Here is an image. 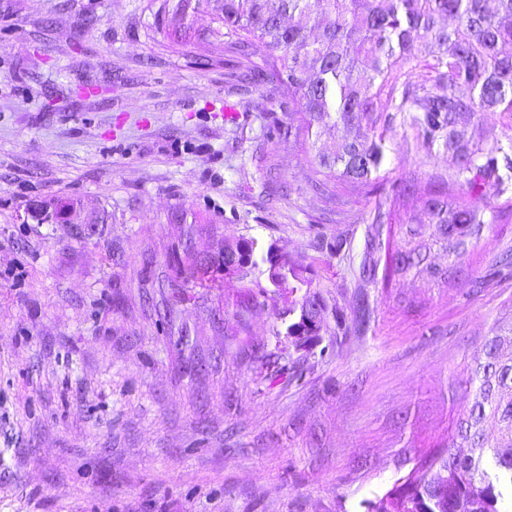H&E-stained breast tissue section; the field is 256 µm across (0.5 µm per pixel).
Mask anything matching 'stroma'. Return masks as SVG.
<instances>
[{"instance_id": "35a3bbf8", "label": "stroma", "mask_w": 512, "mask_h": 512, "mask_svg": "<svg viewBox=\"0 0 512 512\" xmlns=\"http://www.w3.org/2000/svg\"><path fill=\"white\" fill-rule=\"evenodd\" d=\"M151 22L140 0H0V512H367L447 448L512 278L360 285L374 199L313 194L301 144L266 135L272 86L196 63L208 14L173 49ZM59 201L72 223L28 214ZM239 239L310 266L327 327L366 301L365 333L266 381L292 294L232 336L238 282L191 265Z\"/></svg>"}]
</instances>
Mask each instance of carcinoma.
Wrapping results in <instances>:
<instances>
[{
    "instance_id": "carcinoma-1",
    "label": "carcinoma",
    "mask_w": 512,
    "mask_h": 512,
    "mask_svg": "<svg viewBox=\"0 0 512 512\" xmlns=\"http://www.w3.org/2000/svg\"><path fill=\"white\" fill-rule=\"evenodd\" d=\"M210 7L209 25L198 36L199 58L230 57L231 87L271 84L280 92L269 137L288 136L306 146L314 164L311 189L327 204L351 197H378L365 244L360 278L366 283L423 278L449 285L473 275L469 257L492 224L512 222V0H147L142 10L154 32L173 47L182 34L175 21ZM293 23L283 25L284 18ZM319 36L310 39L308 30ZM266 41L270 55L259 65L247 48ZM499 114L503 132L483 127ZM344 135L331 153L315 151L326 129ZM403 129L406 149L422 152L419 166L443 152L444 173L392 181L384 165L394 151L392 135ZM424 201L421 213L411 203ZM385 224L399 226L396 244L376 253ZM436 249L448 265L427 263ZM268 286L288 277L302 293L300 309L323 323L327 303L312 291L311 270L291 260L288 271L270 263ZM512 276V250L485 269L487 278ZM267 286L241 282V300L229 329L246 330L248 314L263 305ZM484 359L460 381L465 410L449 437L450 450L425 459L382 499L383 512H512V320H496ZM492 418L498 432L483 428ZM453 448L469 452L453 454Z\"/></svg>"
}]
</instances>
